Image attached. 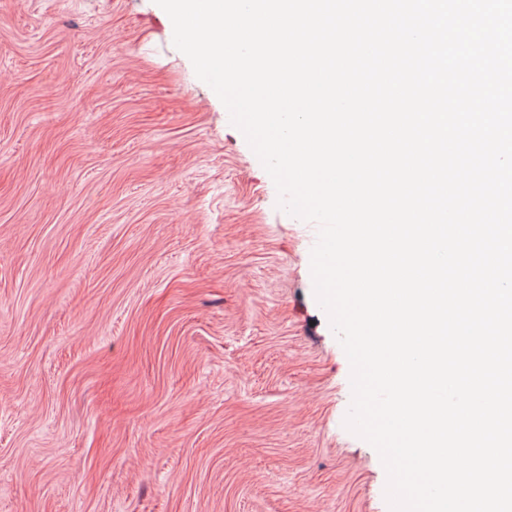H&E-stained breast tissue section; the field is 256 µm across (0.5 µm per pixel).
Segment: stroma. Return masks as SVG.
Here are the masks:
<instances>
[{
    "mask_svg": "<svg viewBox=\"0 0 512 512\" xmlns=\"http://www.w3.org/2000/svg\"><path fill=\"white\" fill-rule=\"evenodd\" d=\"M155 0H0V512H389L312 232Z\"/></svg>",
    "mask_w": 512,
    "mask_h": 512,
    "instance_id": "1",
    "label": "stroma"
}]
</instances>
